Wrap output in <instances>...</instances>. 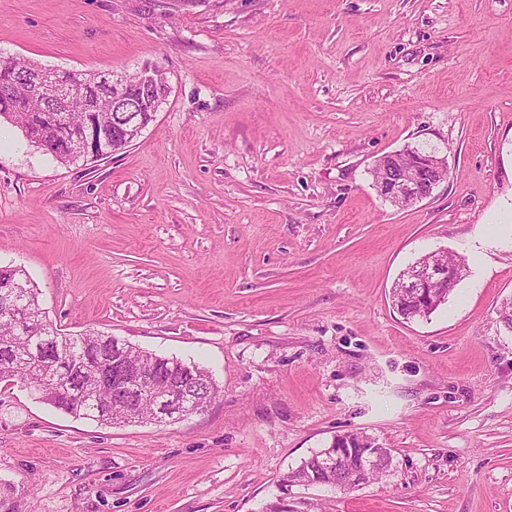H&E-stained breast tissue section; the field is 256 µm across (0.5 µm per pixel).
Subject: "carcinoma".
<instances>
[{
  "mask_svg": "<svg viewBox=\"0 0 512 512\" xmlns=\"http://www.w3.org/2000/svg\"><path fill=\"white\" fill-rule=\"evenodd\" d=\"M36 66L38 63L34 60L0 54V86L20 83L25 72ZM119 81L123 82L122 92L139 103L142 123L149 125L166 100L163 87L165 77L159 76L152 98L138 86L136 77L121 76ZM106 86L108 83L105 82L90 87L86 98L72 102L71 112L66 116L61 112L47 111L44 103L38 99L0 97V119L18 125L29 143L62 165L75 164L80 160L73 150L74 142L90 128L105 135L110 154L121 153L129 147L128 136L123 132L125 113L94 112L90 109V105L99 98V91ZM12 280L13 291L23 295L28 312L41 321L54 336V341L46 352L30 356L26 333L18 332L7 323H0V379L23 376L43 401L73 417L90 418L106 425L156 421L154 398L150 393L140 401L137 413L131 416L126 414L124 405L119 401L113 402L108 412L100 413L90 403L75 396L72 390L89 382L94 376L111 370L117 356L113 336L91 328L73 336L58 333L40 308L37 289L31 286L23 270L15 268ZM442 293L443 296L424 308L416 301L402 300L400 315L407 320L429 317L448 299L447 289H442ZM143 364L152 368L162 385H182L192 396L203 400H210L217 393V388L204 369L175 357L152 356L125 344L124 373L132 376ZM372 444L370 437L358 433H346L334 438V447L343 449L354 466L360 463L362 451ZM322 456L323 451L319 450L302 460L297 467L283 475L280 488L322 486L334 491L353 490V487L338 483L319 472V458Z\"/></svg>",
  "mask_w": 512,
  "mask_h": 512,
  "instance_id": "carcinoma-1",
  "label": "carcinoma"
}]
</instances>
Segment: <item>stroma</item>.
Listing matches in <instances>:
<instances>
[{
  "mask_svg": "<svg viewBox=\"0 0 512 512\" xmlns=\"http://www.w3.org/2000/svg\"><path fill=\"white\" fill-rule=\"evenodd\" d=\"M0 53L156 66L125 153L57 163L0 124V265L63 334L206 368L208 407L103 425L0 382V512H262L333 438L390 449L335 512H512V0H0ZM448 173L400 209L378 157ZM468 272L429 318L390 294L423 255Z\"/></svg>",
  "mask_w": 512,
  "mask_h": 512,
  "instance_id": "stroma-1",
  "label": "stroma"
}]
</instances>
